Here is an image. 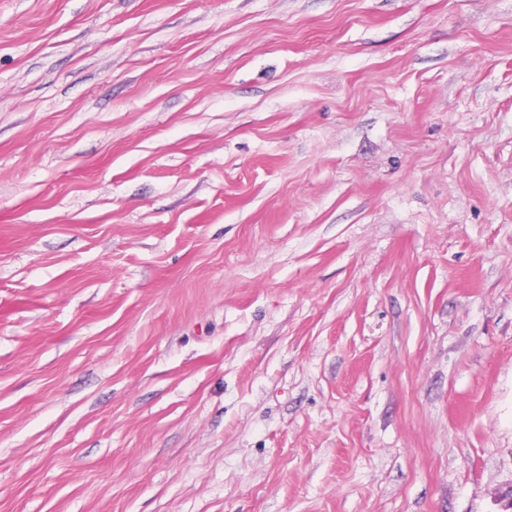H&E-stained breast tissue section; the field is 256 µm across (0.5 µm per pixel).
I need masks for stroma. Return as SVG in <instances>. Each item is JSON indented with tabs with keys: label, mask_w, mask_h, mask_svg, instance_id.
I'll return each mask as SVG.
<instances>
[{
	"label": "stroma",
	"mask_w": 512,
	"mask_h": 512,
	"mask_svg": "<svg viewBox=\"0 0 512 512\" xmlns=\"http://www.w3.org/2000/svg\"><path fill=\"white\" fill-rule=\"evenodd\" d=\"M512 0H0V512H502Z\"/></svg>",
	"instance_id": "35a3bbf8"
}]
</instances>
